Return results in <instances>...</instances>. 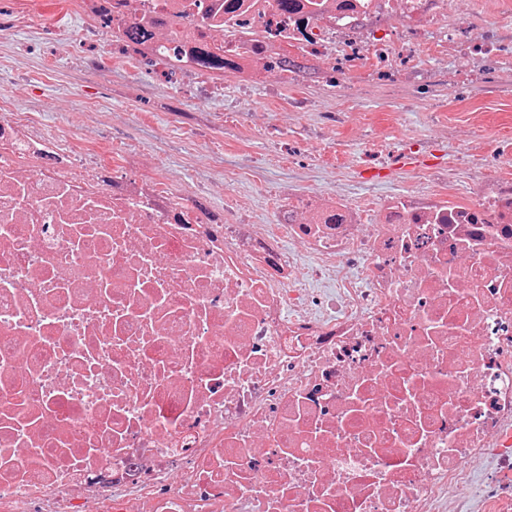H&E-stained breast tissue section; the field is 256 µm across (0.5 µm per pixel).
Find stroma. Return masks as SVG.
Returning a JSON list of instances; mask_svg holds the SVG:
<instances>
[{"mask_svg": "<svg viewBox=\"0 0 512 512\" xmlns=\"http://www.w3.org/2000/svg\"><path fill=\"white\" fill-rule=\"evenodd\" d=\"M23 5L34 26L0 44V96L19 91L42 129L65 145H91L104 162L136 149L146 172L231 222L276 223L308 192L372 203L410 189L422 171L427 187L456 202L471 200L474 169L512 176L502 156L512 141V70L494 62L452 85L453 61L419 65L424 43L415 40L366 76L329 72L315 83L267 74L246 90L227 82L223 100H199L159 70L100 60L94 44L65 52L46 24L67 0H0ZM461 11L492 14L497 49L512 47V0H448L449 14ZM460 137L471 143L462 165Z\"/></svg>", "mask_w": 512, "mask_h": 512, "instance_id": "stroma-1", "label": "stroma"}]
</instances>
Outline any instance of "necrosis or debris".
Here are the masks:
<instances>
[{"instance_id":"obj_1","label":"necrosis or debris","mask_w":512,"mask_h":512,"mask_svg":"<svg viewBox=\"0 0 512 512\" xmlns=\"http://www.w3.org/2000/svg\"><path fill=\"white\" fill-rule=\"evenodd\" d=\"M61 46L185 94L400 42L474 78L491 16L447 0H76ZM376 220L308 193L228 224L0 98V512H512V179Z\"/></svg>"}]
</instances>
